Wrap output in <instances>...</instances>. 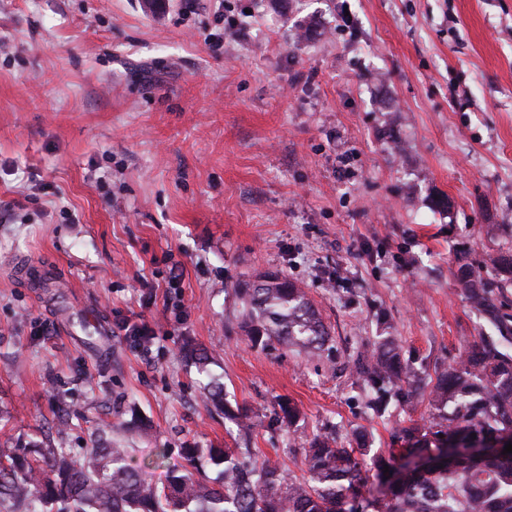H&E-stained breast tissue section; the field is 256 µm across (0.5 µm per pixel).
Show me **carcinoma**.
<instances>
[{"label":"carcinoma","mask_w":512,"mask_h":512,"mask_svg":"<svg viewBox=\"0 0 512 512\" xmlns=\"http://www.w3.org/2000/svg\"><path fill=\"white\" fill-rule=\"evenodd\" d=\"M472 306L495 329L481 336L448 368L436 373L431 395L438 418L403 429L406 446L369 455L365 435L357 447L317 434L304 449V473L288 474L264 460L241 461L230 448H186V464L172 465L158 448L141 466L129 449L112 446V426L90 434V445L0 448V512H512V453L497 444L512 440V313L500 300L503 286L468 265L455 272ZM242 328L250 347L273 343L318 355L330 333L305 288L279 272H266L236 289ZM180 355L202 376L204 402L249 429V411L232 408L212 356L185 341ZM367 408L382 418L394 400L410 402L419 373L402 359L389 336L357 362ZM284 428L300 420L291 403L279 405ZM209 466L215 476L206 474ZM389 472H384V469ZM380 494L364 502L369 480Z\"/></svg>","instance_id":"cac0c4a2"}]
</instances>
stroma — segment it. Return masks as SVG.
Instances as JSON below:
<instances>
[{
  "instance_id": "obj_1",
  "label": "stroma",
  "mask_w": 512,
  "mask_h": 512,
  "mask_svg": "<svg viewBox=\"0 0 512 512\" xmlns=\"http://www.w3.org/2000/svg\"><path fill=\"white\" fill-rule=\"evenodd\" d=\"M228 4L243 38L215 0H0V447L108 422L137 465L219 445L298 475L320 430L379 452L436 417L426 394L367 409L377 337L430 378L493 335L453 272L512 254V0ZM268 270L306 289L321 357L250 348L235 288ZM180 355L191 361L197 367L198 373L202 376L200 381L203 391L204 402L215 408L224 411V417L234 420L241 431L246 432L249 429L250 420L249 411L246 408L236 407L233 409L224 397V383L221 378L215 375L210 365L213 364L212 356L199 345L186 340L179 349Z\"/></svg>"
}]
</instances>
